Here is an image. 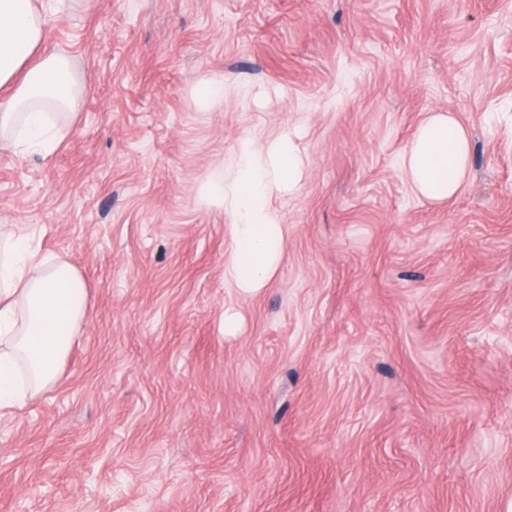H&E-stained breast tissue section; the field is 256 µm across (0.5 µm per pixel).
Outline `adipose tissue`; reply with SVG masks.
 Masks as SVG:
<instances>
[{
	"mask_svg": "<svg viewBox=\"0 0 512 512\" xmlns=\"http://www.w3.org/2000/svg\"><path fill=\"white\" fill-rule=\"evenodd\" d=\"M66 0H0V145L14 153L53 152L70 131L84 87L68 55L47 45L49 18ZM470 165L465 128L432 113L403 158L411 186L432 201L454 196ZM303 160L289 130L241 139L230 164L202 187L208 204L232 213L226 228L224 281L243 294L276 274L288 228L274 197L295 193ZM86 317L85 283L69 261L35 259L22 228L0 236V409L22 406L29 391L51 384Z\"/></svg>",
	"mask_w": 512,
	"mask_h": 512,
	"instance_id": "adipose-tissue-1",
	"label": "adipose tissue"
}]
</instances>
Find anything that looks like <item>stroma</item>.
Returning a JSON list of instances; mask_svg holds the SVG:
<instances>
[{"instance_id":"1","label":"stroma","mask_w":512,"mask_h":512,"mask_svg":"<svg viewBox=\"0 0 512 512\" xmlns=\"http://www.w3.org/2000/svg\"><path fill=\"white\" fill-rule=\"evenodd\" d=\"M48 45L85 90L50 155L0 150V225L88 319L0 415V512H512V0H76ZM433 112L470 140L445 201L402 165ZM285 127L243 295L201 188Z\"/></svg>"}]
</instances>
